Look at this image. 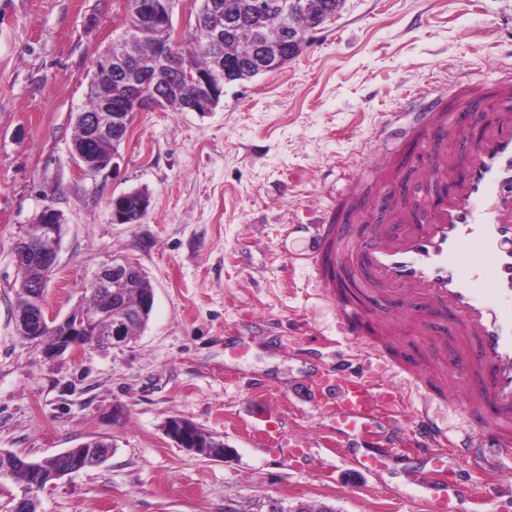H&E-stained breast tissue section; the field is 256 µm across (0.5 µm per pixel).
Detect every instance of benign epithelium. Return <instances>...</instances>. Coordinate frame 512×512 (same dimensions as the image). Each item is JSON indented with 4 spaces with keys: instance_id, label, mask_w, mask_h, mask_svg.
<instances>
[{
    "instance_id": "obj_1",
    "label": "benign epithelium",
    "mask_w": 512,
    "mask_h": 512,
    "mask_svg": "<svg viewBox=\"0 0 512 512\" xmlns=\"http://www.w3.org/2000/svg\"><path fill=\"white\" fill-rule=\"evenodd\" d=\"M346 0H335L324 9L314 0H291L288 12L302 13L301 22L294 24L282 19L280 5L267 6L269 13L283 26L282 38L288 47H303L310 33L319 29L327 20L338 14ZM218 0H140L134 7L136 26L125 34V50L113 54L108 49L95 62L87 93L99 101L97 112L78 114L85 121L86 135L79 145L73 146L78 169L86 174H96L114 165L119 150L126 143L133 118L140 112H155L165 97L150 85V73L140 66L138 40L142 34H150L155 40V62L159 67L174 68L178 77L195 80L197 74L189 64L176 56L179 33L172 28V18L179 10L197 21L211 18L220 22ZM285 54L279 47L259 46L257 67L261 72L277 70L284 65ZM121 91L120 105L112 107V86ZM150 206V196L145 192H129L112 199V223L131 224L132 215H142ZM40 228L37 236L18 239L12 248L16 269L36 266L45 276H50L57 263L61 226L64 216L51 205L44 206L35 219ZM145 277L142 268L129 260H114L101 265L93 274L90 286L98 294L99 305L80 304L67 317L55 324L58 336L53 345L43 340L42 332L49 321L43 301L44 279L21 282L28 304L14 313L16 331L25 336L28 343L41 348L48 360L66 352L73 353L86 344V337L95 336V344L105 347H121L131 339L130 326L136 322L146 324L152 312L155 293L147 288L141 293L138 304L130 309L125 305V294L135 288ZM164 431L178 447L198 456L222 461L229 449L224 442L205 435L195 424L180 416H171ZM5 466L0 475H11L21 466L29 474L22 486L13 512H32L39 507V493L56 484L68 474L103 463L104 455L100 439L95 438L48 457L33 459L9 450H0Z\"/></svg>"
}]
</instances>
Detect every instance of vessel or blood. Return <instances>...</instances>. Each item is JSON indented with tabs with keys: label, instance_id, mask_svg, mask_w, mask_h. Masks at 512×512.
<instances>
[{
	"label": "vessel or blood",
	"instance_id": "vessel-or-blood-1",
	"mask_svg": "<svg viewBox=\"0 0 512 512\" xmlns=\"http://www.w3.org/2000/svg\"><path fill=\"white\" fill-rule=\"evenodd\" d=\"M493 100L491 113L476 111ZM468 113L478 137L467 152L449 156L446 132L457 113ZM411 117L399 129L402 117ZM402 130L426 156V188L385 198L388 224L369 226L357 237L350 226L359 213L362 184L336 201V214L314 227L305 256L317 278L336 300L344 329L373 321L375 295L403 291L421 300L410 322L413 334L428 330L427 318L448 314L457 339L453 373L444 379L424 377L431 392L449 403L466 402L486 409L491 437L512 454V71L493 81H471L455 97L436 90L409 92L401 109L389 113L377 133ZM342 399L336 424L354 436L382 435L375 452L357 458L373 472L403 448L431 462L426 487L435 512H459L458 501L470 497L473 512L482 503L471 498L458 477L457 463H473L483 437L449 440L448 432L427 411L417 412L402 432L384 429L397 413L400 397L381 390L365 376L341 368L331 372Z\"/></svg>",
	"mask_w": 512,
	"mask_h": 512
}]
</instances>
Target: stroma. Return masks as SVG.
Listing matches in <instances>:
<instances>
[{
  "label": "stroma",
  "mask_w": 512,
  "mask_h": 512,
  "mask_svg": "<svg viewBox=\"0 0 512 512\" xmlns=\"http://www.w3.org/2000/svg\"><path fill=\"white\" fill-rule=\"evenodd\" d=\"M126 12V0H0V449L41 458L112 439V457L41 493L40 512H435L424 460L372 474L337 453L374 446L337 432L325 368L399 392L391 430L425 400L449 436L487 424L398 369L443 363L434 339L404 333L379 357L346 334L303 227L326 221L355 179L388 191L386 158L417 180L412 141L375 138L383 113L406 92L512 68V0H346L289 65L226 85L214 111L138 113L115 168L89 175L73 160L76 116ZM143 188L140 223H113L112 199ZM48 203L66 223L47 314L63 319L99 265L130 258L155 304L125 346L49 360L18 339L12 247ZM174 415L228 456L179 448L164 431ZM477 467L486 512H512V458L487 445Z\"/></svg>",
  "instance_id": "obj_1"
}]
</instances>
